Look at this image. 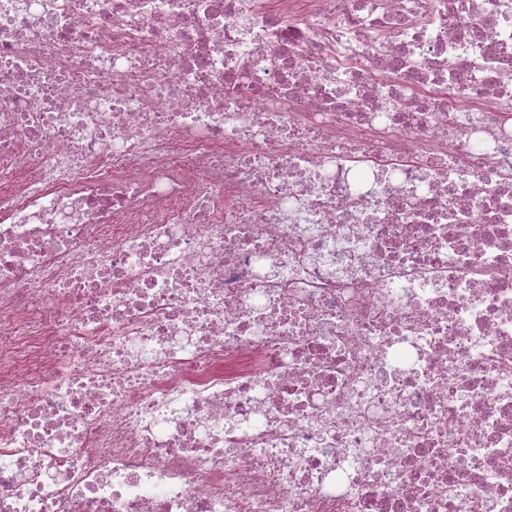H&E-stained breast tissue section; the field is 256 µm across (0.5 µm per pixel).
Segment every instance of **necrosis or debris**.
<instances>
[{"instance_id": "necrosis-or-debris-1", "label": "necrosis or debris", "mask_w": 512, "mask_h": 512, "mask_svg": "<svg viewBox=\"0 0 512 512\" xmlns=\"http://www.w3.org/2000/svg\"><path fill=\"white\" fill-rule=\"evenodd\" d=\"M0 512H512V0H0Z\"/></svg>"}]
</instances>
